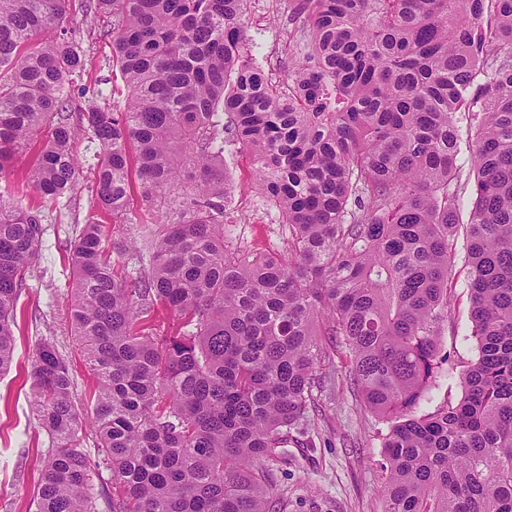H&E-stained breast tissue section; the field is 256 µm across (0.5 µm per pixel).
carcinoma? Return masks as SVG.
I'll return each mask as SVG.
<instances>
[{
  "label": "carcinoma",
  "mask_w": 512,
  "mask_h": 512,
  "mask_svg": "<svg viewBox=\"0 0 512 512\" xmlns=\"http://www.w3.org/2000/svg\"><path fill=\"white\" fill-rule=\"evenodd\" d=\"M67 3L0 0V173L37 145L24 180L55 203L80 182L70 85L84 59ZM246 6L86 0L112 17L104 36L128 89L119 112H78L98 146L96 203L126 216L134 171L158 215L146 255L108 250L98 221L69 247L70 323L95 376L104 458L82 448L67 359L41 342L30 377L51 448L36 512H99L102 463L105 512H274L265 462L306 433L335 349L389 427L385 512H512V0H296L286 89L246 53ZM235 141L288 226L283 255L225 245L224 144ZM468 162L478 357L457 404L419 415L441 364ZM43 221L0 199V375ZM114 253L136 272L118 274Z\"/></svg>",
  "instance_id": "1"
}]
</instances>
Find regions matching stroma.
I'll use <instances>...</instances> for the list:
<instances>
[{"label":"stroma","instance_id":"35a3bbf8","mask_svg":"<svg viewBox=\"0 0 512 512\" xmlns=\"http://www.w3.org/2000/svg\"><path fill=\"white\" fill-rule=\"evenodd\" d=\"M294 5L295 0H248L242 18L249 54L256 56L265 74L280 84L286 83L292 67L288 41L296 26ZM68 8L84 58V72L72 89L74 105L122 108L128 91L119 71L112 67V42L103 35L107 17L83 14L81 0H70ZM73 135L83 162L80 191L71 199L50 205L46 212L41 254L19 299L16 365L0 376V512H35L34 492L49 446L31 405L30 364L41 341H53L68 359L81 420H91L95 379L68 322L73 274L65 250L87 218L98 213L94 193L96 146L82 128H74ZM224 169L229 245L252 252H284L288 230L280 224L277 209L258 190L251 151L237 143L225 145ZM461 198L450 314L439 340L446 359L432 386L431 401L421 406L425 412L460 400L462 372L478 356L477 344L468 336L471 303L465 224L471 208L469 186H462ZM348 371L347 353H335L326 368L335 388L319 393L310 411L308 436L312 447L288 442L287 462H271L277 512H384L381 462L388 426L363 407L360 395L348 382Z\"/></svg>","mask_w":512,"mask_h":512}]
</instances>
